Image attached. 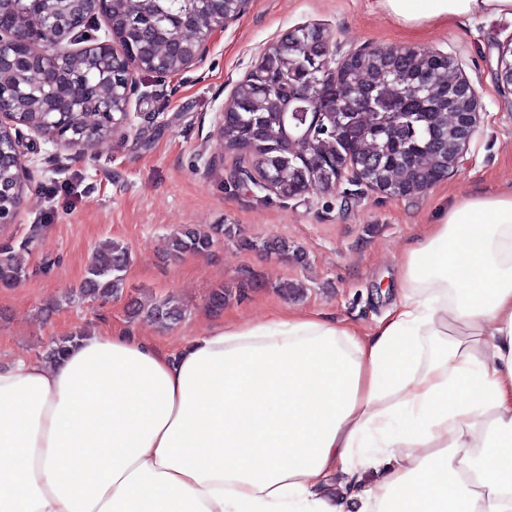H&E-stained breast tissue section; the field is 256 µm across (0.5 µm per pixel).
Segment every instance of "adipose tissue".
Returning a JSON list of instances; mask_svg holds the SVG:
<instances>
[{"label":"adipose tissue","instance_id":"1","mask_svg":"<svg viewBox=\"0 0 512 512\" xmlns=\"http://www.w3.org/2000/svg\"><path fill=\"white\" fill-rule=\"evenodd\" d=\"M381 5L512 20V0ZM399 287L368 328L275 311L0 365V512H512V186L440 205ZM339 472L360 479L339 494Z\"/></svg>","mask_w":512,"mask_h":512}]
</instances>
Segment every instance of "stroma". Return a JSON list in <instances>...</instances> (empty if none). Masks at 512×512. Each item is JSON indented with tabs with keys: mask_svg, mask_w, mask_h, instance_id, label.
Listing matches in <instances>:
<instances>
[{
	"mask_svg": "<svg viewBox=\"0 0 512 512\" xmlns=\"http://www.w3.org/2000/svg\"><path fill=\"white\" fill-rule=\"evenodd\" d=\"M308 24L346 49L412 45L460 60L482 114L458 169L407 198L346 182L283 200L234 184L238 160L223 148L219 113L264 48ZM511 43L512 20L503 17L409 29L380 0H250L203 61L174 77L164 97L132 99L129 123L92 147L79 152L25 131L31 175L14 222L0 224V246H19L33 226L44 231L23 255L21 281L0 286V362L38 360L52 339L106 327L175 347L224 318L257 322L277 309L372 326L394 300L404 249L438 205L512 184V95L496 80L499 50ZM216 224L225 233L209 253L167 256L178 228ZM106 240L131 252L123 292L76 297ZM277 241L287 242V256L264 251ZM218 288L224 307L216 311L209 297ZM170 295L185 310L171 327L128 313L131 298Z\"/></svg>",
	"mask_w": 512,
	"mask_h": 512,
	"instance_id": "stroma-1",
	"label": "stroma"
}]
</instances>
